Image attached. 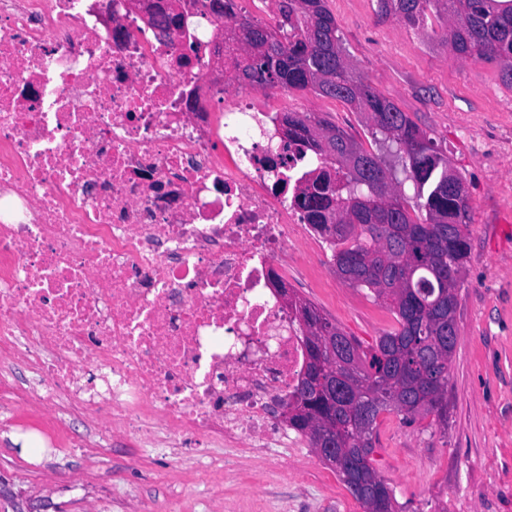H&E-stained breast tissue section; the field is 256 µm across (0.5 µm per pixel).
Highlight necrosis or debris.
<instances>
[{
	"mask_svg": "<svg viewBox=\"0 0 512 512\" xmlns=\"http://www.w3.org/2000/svg\"><path fill=\"white\" fill-rule=\"evenodd\" d=\"M146 2L148 21L128 0H0V408L57 450L191 444L211 481L248 446L275 479L272 410L307 360L275 284L320 158L234 80L241 0H184L173 38L167 0Z\"/></svg>",
	"mask_w": 512,
	"mask_h": 512,
	"instance_id": "1",
	"label": "necrosis or debris"
}]
</instances>
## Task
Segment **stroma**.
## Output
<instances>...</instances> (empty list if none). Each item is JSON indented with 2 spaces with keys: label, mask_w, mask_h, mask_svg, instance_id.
<instances>
[{
  "label": "stroma",
  "mask_w": 512,
  "mask_h": 512,
  "mask_svg": "<svg viewBox=\"0 0 512 512\" xmlns=\"http://www.w3.org/2000/svg\"><path fill=\"white\" fill-rule=\"evenodd\" d=\"M327 5L356 74L426 133L463 180L471 205L448 422L381 413L372 464L397 512H512V88L496 64L459 58L443 45L434 34L441 19L423 30L379 20L376 0ZM285 95L382 154L369 122L351 106L309 89L265 92L272 101ZM290 292L366 347L398 326L389 306L344 284L327 256ZM27 421L22 412H0V512L16 505L23 512H208L212 504L217 512H253L258 499L275 501L280 512H364L301 434L281 477L261 480L266 460L245 456L242 481L204 487L193 479L199 449L143 458L133 439L117 436L91 468L82 448L47 454ZM49 472L60 479L46 493Z\"/></svg>",
  "instance_id": "35a3bbf8"
}]
</instances>
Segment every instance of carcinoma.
I'll use <instances>...</instances> for the list:
<instances>
[{
    "label": "carcinoma",
    "instance_id": "1",
    "mask_svg": "<svg viewBox=\"0 0 512 512\" xmlns=\"http://www.w3.org/2000/svg\"><path fill=\"white\" fill-rule=\"evenodd\" d=\"M280 19L253 25L252 46L273 38L267 52L247 56L237 80L266 88L314 90L366 114L373 134L396 146L412 182L414 219L402 182L374 153L364 150L326 117L288 113V140L299 139L332 164L336 191H301L297 204L314 229L336 241V275L365 288L396 314L399 329L370 350L345 334L310 302L302 309L309 362L288 405L303 407L288 425L310 436L311 425L334 431L336 454L325 460L351 496L370 512V498L348 477L353 467L366 482L384 479L370 463L379 415L405 419L434 415L448 425L449 365L458 339L461 275L469 258V197L462 179L433 142L394 102L356 75L342 47L327 0H277ZM378 16L425 28L431 13L445 17L434 35L457 55L500 65L512 87V0H377Z\"/></svg>",
    "mask_w": 512,
    "mask_h": 512
}]
</instances>
